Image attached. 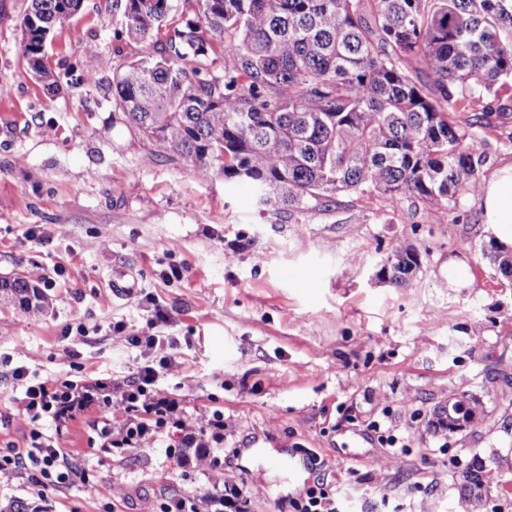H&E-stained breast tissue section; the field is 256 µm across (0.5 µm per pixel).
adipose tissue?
Wrapping results in <instances>:
<instances>
[{
  "label": "adipose tissue",
  "mask_w": 512,
  "mask_h": 512,
  "mask_svg": "<svg viewBox=\"0 0 512 512\" xmlns=\"http://www.w3.org/2000/svg\"><path fill=\"white\" fill-rule=\"evenodd\" d=\"M485 232L502 246L512 247V165L501 168L480 194Z\"/></svg>",
  "instance_id": "ef3b65f1"
}]
</instances>
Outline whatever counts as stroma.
<instances>
[{
  "instance_id": "1",
  "label": "stroma",
  "mask_w": 512,
  "mask_h": 512,
  "mask_svg": "<svg viewBox=\"0 0 512 512\" xmlns=\"http://www.w3.org/2000/svg\"><path fill=\"white\" fill-rule=\"evenodd\" d=\"M27 5L0 0V279L64 273L41 307L0 302V352L44 378L123 382L136 366L127 338L151 319L108 286L115 268L132 266L170 315L163 334L184 343L161 391L197 416L223 406L238 453L220 469L204 454L178 467L153 444L112 455L90 447L79 420L59 442L93 489L63 484L41 499L26 477L0 474V506L160 512L173 493L241 480L251 512H288L321 475L349 485L348 512H512V279L485 254L479 197L434 219L421 201L392 210L379 195L342 194L328 209L258 205L247 186L200 178L123 124L106 93L113 67L154 46L125 40L121 0H85L54 29L48 66L84 77L55 95L22 54ZM480 134L488 179L512 163V120ZM400 242L417 247L420 268L394 288L378 271ZM452 262L471 287H449ZM173 266L180 277L165 278ZM117 321L124 332H112ZM78 323L86 338L67 334ZM15 394L0 367V450L26 445ZM462 394L477 399L480 419L451 433L437 413ZM375 420L396 447L369 431ZM271 455L297 462L299 476L269 468ZM475 459L489 474L479 500L459 491Z\"/></svg>"
}]
</instances>
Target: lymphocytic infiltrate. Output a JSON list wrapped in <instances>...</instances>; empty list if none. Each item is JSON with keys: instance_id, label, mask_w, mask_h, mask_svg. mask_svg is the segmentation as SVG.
<instances>
[{"instance_id": "1", "label": "lymphocytic infiltrate", "mask_w": 512, "mask_h": 512, "mask_svg": "<svg viewBox=\"0 0 512 512\" xmlns=\"http://www.w3.org/2000/svg\"><path fill=\"white\" fill-rule=\"evenodd\" d=\"M168 320L166 310L154 307L152 330L129 337L128 343L138 351L140 361L131 377L120 384L108 379H42L25 365L13 364L11 356L1 358L10 364L11 376L21 390L18 403L30 431L23 450L0 453V473H23L41 491L85 480L86 471L56 446L53 435L46 434L43 426L53 422L60 432L87 414L92 417V447L123 455L165 439L169 442L166 452L177 465H186L190 451L195 450L211 454L213 465L222 467L223 410L195 416L181 399L163 394L158 387L180 348L175 337L155 330ZM341 494L336 484L319 479L290 499V512H343ZM247 503L244 483L229 481L201 496L184 491L167 497L161 512H248Z\"/></svg>"}]
</instances>
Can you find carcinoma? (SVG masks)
Wrapping results in <instances>:
<instances>
[{
	"label": "carcinoma",
	"mask_w": 512,
	"mask_h": 512,
	"mask_svg": "<svg viewBox=\"0 0 512 512\" xmlns=\"http://www.w3.org/2000/svg\"><path fill=\"white\" fill-rule=\"evenodd\" d=\"M124 0L126 36L155 51L113 71L112 104L124 123L170 160L207 179L247 184L259 202L298 210L336 195L404 196L430 215L482 188L486 143L475 127L508 118L512 100V0ZM83 0H29L22 53L52 94L61 75L44 64L46 34ZM224 56L222 73L211 56ZM426 74L427 94L415 77ZM489 254L512 276V249ZM411 243L393 247L380 278L404 288L419 269ZM41 302L22 278L0 297ZM465 395L437 414L448 428ZM484 467L462 473L478 496Z\"/></svg>",
	"instance_id": "cac0c4a2"
}]
</instances>
